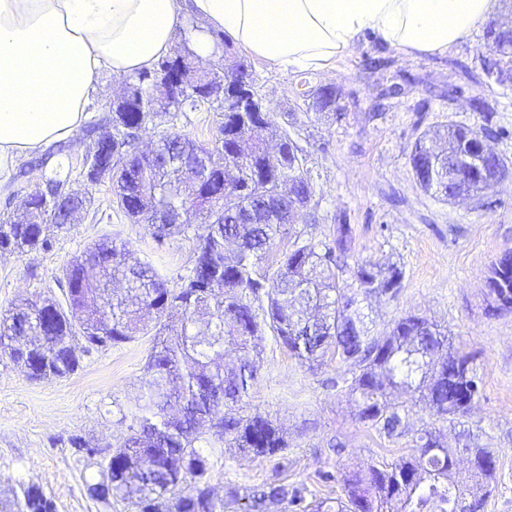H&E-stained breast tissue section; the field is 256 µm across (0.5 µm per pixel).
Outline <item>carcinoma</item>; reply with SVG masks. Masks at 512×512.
Returning <instances> with one entry per match:
<instances>
[{
	"instance_id": "carcinoma-1",
	"label": "carcinoma",
	"mask_w": 512,
	"mask_h": 512,
	"mask_svg": "<svg viewBox=\"0 0 512 512\" xmlns=\"http://www.w3.org/2000/svg\"><path fill=\"white\" fill-rule=\"evenodd\" d=\"M192 34L181 32L173 54L153 68L135 74L125 87L130 99L112 103V131L92 138L90 159L112 160V187L118 204L136 223L149 226L159 243L193 233L195 260L178 289H171L148 263L131 262L125 242L105 238L72 257L58 280L63 299L50 295L40 302L20 299L0 316V355L21 366L29 379L67 378L80 367L76 344L83 352L131 341L154 333V346L141 380L143 404L136 425L116 447L90 446L74 435L71 447L99 458L100 479L87 485L88 496L110 509L113 503L133 512H224V500L208 482L209 457L196 443L201 426L227 447L254 458L274 456L288 448L283 430L259 413L236 410L256 379L253 362L224 363V351L259 349L269 332L305 363L332 351L351 375L349 397L359 419L388 439L407 429L406 414L388 397L402 390L433 414L450 419L466 416L480 397L479 377L470 356L454 349L452 339L426 318L405 315L383 335L372 333L355 294L340 285L344 258L353 231L339 218L328 242L315 243L296 233L274 274L265 268L274 241L315 193L304 169L303 149L289 135L269 152L260 137L246 142L247 130L259 133L273 122L271 112L235 111L236 93L253 89L252 74L242 62L205 71L197 84L171 98L157 99V111L138 112L136 101L149 100L160 64L197 58ZM484 74L498 83L512 82V48L494 46L481 58ZM298 96L320 114L335 119L338 90L307 86ZM207 104L224 112L214 141L199 144L177 131L157 145L151 158L137 150L140 134L154 118L195 110ZM486 137L498 131L483 128ZM455 124L446 127L448 147L431 153L420 137L410 154L419 185L448 201L457 195L492 190L502 177V161L480 162L470 175L467 143L481 134ZM190 154L206 160L208 180L196 196L184 172L169 156ZM23 216H0V254L44 252L53 248L51 227L71 223L65 207L48 208L39 189L28 192ZM174 210L187 213L181 224L168 223ZM200 217V223L192 218ZM402 271L391 264L374 272L357 271L367 294H394ZM488 295L496 308L512 312V254L490 266ZM73 312L85 314L74 324ZM228 411L219 419L221 407ZM469 467L455 473V452L431 430L415 439L413 452L392 465L371 466L368 476L343 475L345 496L333 501H307V488L271 481L244 496L241 512H483L496 474L493 453L478 445L461 448ZM0 512H55L40 486L21 487L13 502H0Z\"/></svg>"
}]
</instances>
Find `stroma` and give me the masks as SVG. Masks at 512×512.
Masks as SVG:
<instances>
[{
    "mask_svg": "<svg viewBox=\"0 0 512 512\" xmlns=\"http://www.w3.org/2000/svg\"><path fill=\"white\" fill-rule=\"evenodd\" d=\"M484 34L476 32L448 54L405 56L368 35L356 54L333 73H284L258 60L250 71L273 124L264 131L268 146L291 133L302 148L315 188L308 212L296 229L321 242L331 239L336 216H346L354 243L345 259V284L357 286L359 267L397 264L401 286L393 295H371L361 307L373 332L389 330L401 316H424L449 331L455 347L470 355L481 395L471 412L449 420L433 416L403 394L405 435L388 439L360 421L344 383L345 367L335 356L309 366L266 337L256 360L257 375L243 401L281 425L288 436L284 457L251 458L233 449L211 460L209 484L224 500V512H239L230 491L246 495L278 479L304 484L309 499L343 494L340 481L322 473L367 474L370 465L394 463L408 455L417 433L436 431L445 446L461 448L467 438L489 448L498 468L485 512H512V313L491 309L488 269L512 252V86L484 75L480 54ZM330 84L340 94L343 115L315 114L296 95L301 81ZM403 93L384 97L390 84ZM487 99L491 117L473 112L472 98ZM223 116L211 108L180 113L176 122L155 119L139 147L154 148L163 131L176 129L201 142L214 137ZM474 130L498 128L488 145L506 173L494 192L444 201L422 190L409 156L417 138L441 149L434 133L448 123ZM75 190L88 191L92 205L68 229L56 233L48 252L0 256V313L21 297L37 301L59 294L57 280L67 261L92 242L109 236L127 242L135 256L151 263L169 287L180 286L194 263V241L177 236L157 244L147 225L133 223L117 205L110 181L86 185L72 174ZM152 346L148 336L85 356L69 378L33 382L9 360L0 359V495L35 483L52 498L55 512H105L86 493L96 480L95 461L71 448L78 434L93 443L119 444L127 432L121 412L133 409ZM341 444L334 452L332 444Z\"/></svg>",
    "mask_w": 512,
    "mask_h": 512,
    "instance_id": "obj_1",
    "label": "stroma"
}]
</instances>
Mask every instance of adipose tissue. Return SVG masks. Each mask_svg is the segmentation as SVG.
Returning <instances> with one entry per match:
<instances>
[{
	"instance_id": "1",
	"label": "adipose tissue",
	"mask_w": 512,
	"mask_h": 512,
	"mask_svg": "<svg viewBox=\"0 0 512 512\" xmlns=\"http://www.w3.org/2000/svg\"><path fill=\"white\" fill-rule=\"evenodd\" d=\"M497 0H0V187L18 163L73 141L102 74L152 68L184 11L282 71L333 72L365 35L406 55L445 54L484 27Z\"/></svg>"
}]
</instances>
